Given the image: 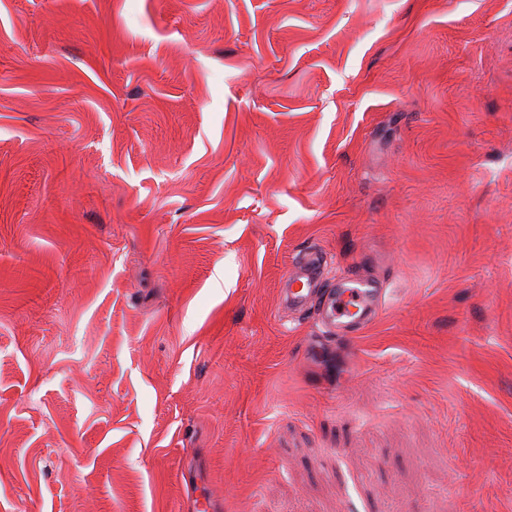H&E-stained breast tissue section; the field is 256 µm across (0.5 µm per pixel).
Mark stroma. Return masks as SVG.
Wrapping results in <instances>:
<instances>
[{
	"instance_id": "35a3bbf8",
	"label": "stroma",
	"mask_w": 512,
	"mask_h": 512,
	"mask_svg": "<svg viewBox=\"0 0 512 512\" xmlns=\"http://www.w3.org/2000/svg\"><path fill=\"white\" fill-rule=\"evenodd\" d=\"M199 495L512 512V0H0V512ZM299 269L289 277L285 302L290 308L308 309L318 305L319 321L340 333L360 330L375 319L382 303L383 289L372 279L347 275L336 283V288H325L319 293L311 288L313 278L319 275L316 256L304 257Z\"/></svg>"
}]
</instances>
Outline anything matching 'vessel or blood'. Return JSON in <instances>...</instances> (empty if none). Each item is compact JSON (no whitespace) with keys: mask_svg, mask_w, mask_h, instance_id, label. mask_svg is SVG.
Masks as SVG:
<instances>
[{"mask_svg":"<svg viewBox=\"0 0 512 512\" xmlns=\"http://www.w3.org/2000/svg\"><path fill=\"white\" fill-rule=\"evenodd\" d=\"M318 275V259L312 255L304 259L301 268L293 270L285 298L289 307H317L321 324L340 333L358 331L375 319L383 294L377 281L348 275L335 287L317 291L312 283Z\"/></svg>","mask_w":512,"mask_h":512,"instance_id":"vessel-or-blood-1","label":"vessel or blood"}]
</instances>
